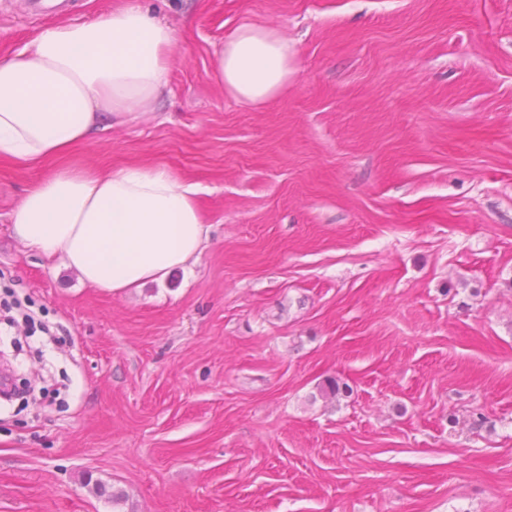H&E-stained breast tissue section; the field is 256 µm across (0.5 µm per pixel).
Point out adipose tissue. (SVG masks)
<instances>
[{
  "instance_id": "obj_1",
  "label": "adipose tissue",
  "mask_w": 512,
  "mask_h": 512,
  "mask_svg": "<svg viewBox=\"0 0 512 512\" xmlns=\"http://www.w3.org/2000/svg\"><path fill=\"white\" fill-rule=\"evenodd\" d=\"M179 39L130 0L89 24L48 23L29 48L0 54V158L47 168L13 210V233L91 287L162 282L194 264L207 240L198 186L166 167L64 163L99 130L154 112ZM295 54L275 29L244 22L227 34L214 73L237 102L264 105L287 85Z\"/></svg>"
}]
</instances>
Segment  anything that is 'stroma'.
<instances>
[{"label": "stroma", "instance_id": "stroma-1", "mask_svg": "<svg viewBox=\"0 0 512 512\" xmlns=\"http://www.w3.org/2000/svg\"><path fill=\"white\" fill-rule=\"evenodd\" d=\"M135 2L187 30L169 90L70 161L167 167L209 239L89 287L15 239L41 173L0 159V348L39 385L0 396V512H512V0ZM60 16L0 0V51ZM246 20L296 49L257 107L213 71Z\"/></svg>", "mask_w": 512, "mask_h": 512}]
</instances>
